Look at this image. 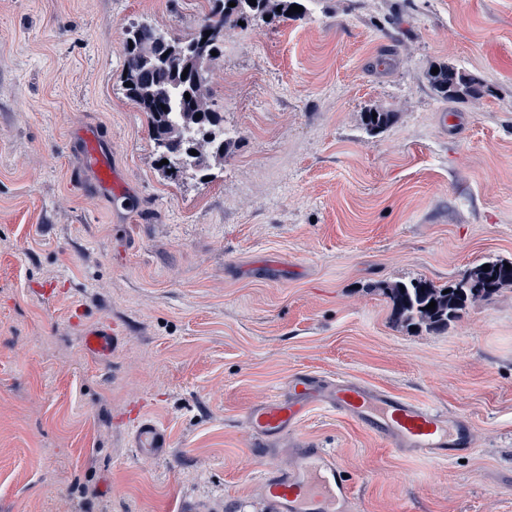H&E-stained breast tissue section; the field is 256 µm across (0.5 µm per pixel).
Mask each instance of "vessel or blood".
Here are the masks:
<instances>
[{"label":"vessel or blood","instance_id":"1","mask_svg":"<svg viewBox=\"0 0 512 512\" xmlns=\"http://www.w3.org/2000/svg\"><path fill=\"white\" fill-rule=\"evenodd\" d=\"M76 142L81 170L113 197H126L129 189L112 168L101 135L84 130ZM121 337L116 326L98 324L84 329L81 342L87 356L104 366ZM324 398L410 454L450 459L471 446L464 421H449L422 403L375 390L357 380L343 379L327 386L309 373L296 374L286 394L254 408L248 425L262 440L279 438L296 428L310 404ZM133 441L141 453L155 458L167 456L171 446L167 432L144 418L134 426ZM298 454L300 463L295 469L265 475L267 497L278 512H336L337 505L349 500L350 486L335 458L322 448H302Z\"/></svg>","mask_w":512,"mask_h":512}]
</instances>
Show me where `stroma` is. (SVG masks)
<instances>
[{
  "label": "stroma",
  "instance_id": "35a3bbf8",
  "mask_svg": "<svg viewBox=\"0 0 512 512\" xmlns=\"http://www.w3.org/2000/svg\"><path fill=\"white\" fill-rule=\"evenodd\" d=\"M209 0H0V512H276L260 487L332 452L345 512H512V288L442 332L387 285L512 262V0H304L224 30L211 180L160 170L123 90L128 28L187 38ZM479 78L450 100L427 73ZM392 113L379 131L366 111ZM101 129L133 193L78 171ZM120 323L108 366L83 321ZM308 371L468 421L465 459L403 455L326 403L260 449L254 406ZM147 417L168 457L141 455ZM134 447L151 457H165L171 448L167 432L145 418H140L133 429Z\"/></svg>",
  "mask_w": 512,
  "mask_h": 512
}]
</instances>
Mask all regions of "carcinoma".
Wrapping results in <instances>:
<instances>
[{"label": "carcinoma", "mask_w": 512, "mask_h": 512, "mask_svg": "<svg viewBox=\"0 0 512 512\" xmlns=\"http://www.w3.org/2000/svg\"><path fill=\"white\" fill-rule=\"evenodd\" d=\"M236 6H228L229 2ZM211 7L204 23L187 41L173 39L167 46H161L156 37L158 32L149 25L133 26L127 33L124 45L126 97L145 112L153 140L164 142L171 149L181 148V152L168 158L164 168L172 169V163L181 157L190 158L197 167L201 178L212 176L209 158L190 151L196 149L198 141L210 145L215 157H224L229 142L223 139L224 118L220 113L208 108L203 102L205 84L204 69L201 63L220 51L224 43V27L251 18H265L275 13L287 16V11L300 0H277L280 11L272 9L271 0H210ZM170 48L169 57L158 61V55ZM189 72H184V69ZM452 68L439 67L438 73H428L432 87L448 99L477 97L483 92L481 81L469 74L458 73V81H448ZM190 94L185 99L184 94ZM392 119L390 112L364 113V123L371 130L386 127ZM504 286H512V269L506 270L502 262H489V270L483 271L479 264L461 279L448 286L450 292L425 280L412 281L405 285L398 283L385 288L392 304L395 320L406 326H423L429 330H442L448 322L460 316L467 302L476 297H489ZM435 308L426 309L430 302Z\"/></svg>", "instance_id": "carcinoma-1"}]
</instances>
